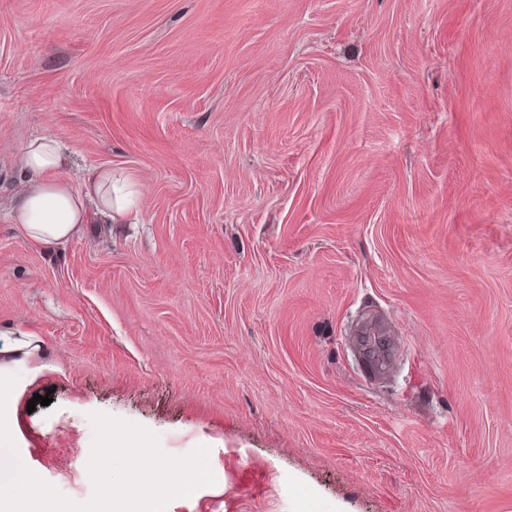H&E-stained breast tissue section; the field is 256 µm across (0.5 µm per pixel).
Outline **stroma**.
Masks as SVG:
<instances>
[{"label":"stroma","mask_w":512,"mask_h":512,"mask_svg":"<svg viewBox=\"0 0 512 512\" xmlns=\"http://www.w3.org/2000/svg\"><path fill=\"white\" fill-rule=\"evenodd\" d=\"M46 133L142 193L0 216L28 468L88 501L102 412L208 447L167 512H512V0H0L1 206Z\"/></svg>","instance_id":"1"}]
</instances>
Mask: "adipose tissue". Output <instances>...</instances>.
Here are the masks:
<instances>
[{
  "label": "adipose tissue",
  "mask_w": 512,
  "mask_h": 512,
  "mask_svg": "<svg viewBox=\"0 0 512 512\" xmlns=\"http://www.w3.org/2000/svg\"><path fill=\"white\" fill-rule=\"evenodd\" d=\"M63 162V145L49 134L31 139L22 149V180L7 216L22 226L29 241L47 249L66 242L86 223L92 208L110 223H133L140 190L131 176L93 167L78 189L61 178Z\"/></svg>",
  "instance_id": "obj_1"
}]
</instances>
